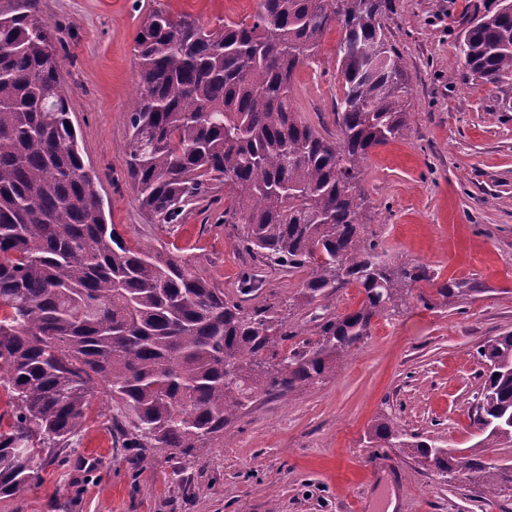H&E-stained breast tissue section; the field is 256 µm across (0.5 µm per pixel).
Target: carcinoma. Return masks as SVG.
Returning <instances> with one entry per match:
<instances>
[{"label": "carcinoma", "instance_id": "carcinoma-1", "mask_svg": "<svg viewBox=\"0 0 512 512\" xmlns=\"http://www.w3.org/2000/svg\"><path fill=\"white\" fill-rule=\"evenodd\" d=\"M35 0L0 13V494L37 485L45 457L83 427L97 390L131 413L111 426L138 457L174 448L200 460L260 393L283 398L339 368L375 317L406 305L420 281L447 305L484 291L472 279L435 282L428 268L383 260L361 223L371 149L409 128L402 56L382 15L390 0H258L252 22L208 28L163 8L135 40L140 81L127 113L123 159L154 224L224 189V223L264 263L304 269L313 303L353 285L359 306L297 336L274 305L249 309L189 258L134 248L107 223L61 86L55 30ZM342 96L336 136L301 120L298 68L332 25ZM484 84L512 77V0L469 22L457 45ZM484 382L473 422L485 437L461 457L380 418L369 439L448 483L475 478L512 488V467L488 444L512 447V333L479 348Z\"/></svg>", "mask_w": 512, "mask_h": 512}]
</instances>
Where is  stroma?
<instances>
[{"label":"stroma","mask_w":512,"mask_h":512,"mask_svg":"<svg viewBox=\"0 0 512 512\" xmlns=\"http://www.w3.org/2000/svg\"><path fill=\"white\" fill-rule=\"evenodd\" d=\"M498 0H392L383 18L407 63L410 125L365 163L362 221L385 258L424 264L434 281L474 278L484 293L443 305L434 282L412 288L400 313L377 317L343 366L312 388L258 397L224 429L219 447L186 461L172 449L132 458L112 444L113 404L95 394L70 448L39 485L0 495V512H512V490L483 496L474 481L443 483L414 460L374 449L368 431L389 414L450 448L471 447L481 380L477 351L512 331V79L464 81L456 44L466 19ZM164 5L207 27L251 22L257 0H36L59 41L60 75L84 160L108 223L134 248L166 246L196 262L226 296L280 306L301 337L319 318L353 310L358 288L306 303L304 270L264 265L240 249L242 227L223 223L224 194L179 224L142 213L123 163L126 114L139 82L135 37ZM338 27L296 73L294 104L322 134L336 132L341 94ZM257 288L241 294L244 272Z\"/></svg>","instance_id":"35a3bbf8"}]
</instances>
